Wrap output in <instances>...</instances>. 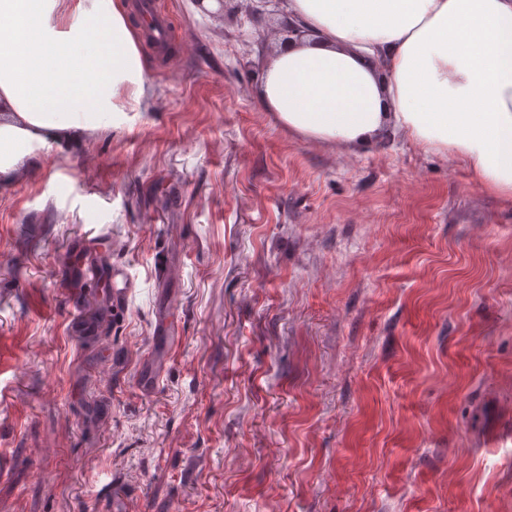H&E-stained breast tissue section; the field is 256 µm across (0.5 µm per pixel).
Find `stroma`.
Here are the masks:
<instances>
[{"label": "stroma", "mask_w": 512, "mask_h": 512, "mask_svg": "<svg viewBox=\"0 0 512 512\" xmlns=\"http://www.w3.org/2000/svg\"><path fill=\"white\" fill-rule=\"evenodd\" d=\"M153 2L145 95L0 179V512H512V205L280 126L283 0ZM81 276L87 282L98 281L101 278H105L109 281L111 285L112 312L114 316L120 313L129 292V283L126 277L121 273H117L115 269L109 272L90 259H87V262L83 263Z\"/></svg>", "instance_id": "1"}]
</instances>
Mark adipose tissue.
Here are the masks:
<instances>
[{
	"label": "adipose tissue",
	"instance_id": "obj_1",
	"mask_svg": "<svg viewBox=\"0 0 512 512\" xmlns=\"http://www.w3.org/2000/svg\"><path fill=\"white\" fill-rule=\"evenodd\" d=\"M128 0H0V112L29 120L20 138L0 123V176L39 136L61 139L95 124L93 105L143 95L148 64ZM305 33L268 62L259 95L304 139L351 151L402 135L462 161L472 182L512 202V0H288ZM88 15L97 60L74 62L85 39L48 50L18 19L70 26Z\"/></svg>",
	"mask_w": 512,
	"mask_h": 512
}]
</instances>
